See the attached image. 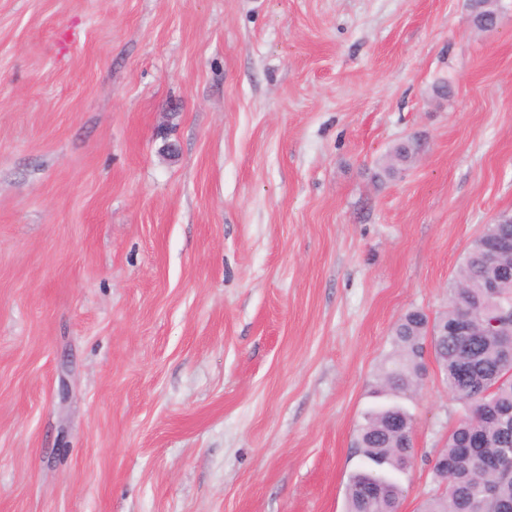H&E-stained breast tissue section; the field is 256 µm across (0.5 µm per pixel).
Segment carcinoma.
<instances>
[{"mask_svg": "<svg viewBox=\"0 0 512 512\" xmlns=\"http://www.w3.org/2000/svg\"><path fill=\"white\" fill-rule=\"evenodd\" d=\"M417 149L414 141L402 142L391 159L401 165ZM493 238L506 243L500 262L512 270V222L485 225L448 289V309L436 318L453 328L459 295L481 313L471 322L466 341L451 333L437 340L448 348V355L440 357L448 392L468 409L440 451L451 471H433L436 491L422 512H512V342L503 343L492 326L512 309V275L495 294H485L479 242ZM428 322L424 312L413 310L393 328L394 352L381 369L386 402L369 409L357 429L355 447L365 466L349 478L347 512H398L402 490L386 472L402 471L414 460L413 418L400 399L415 391L425 375Z\"/></svg>", "mask_w": 512, "mask_h": 512, "instance_id": "1", "label": "carcinoma"}]
</instances>
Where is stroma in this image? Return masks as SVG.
Listing matches in <instances>:
<instances>
[{
  "label": "stroma",
  "mask_w": 512,
  "mask_h": 512,
  "mask_svg": "<svg viewBox=\"0 0 512 512\" xmlns=\"http://www.w3.org/2000/svg\"><path fill=\"white\" fill-rule=\"evenodd\" d=\"M468 4L0 0V512H346L394 325L512 212ZM426 368L399 512L464 410Z\"/></svg>",
  "instance_id": "1"
}]
</instances>
